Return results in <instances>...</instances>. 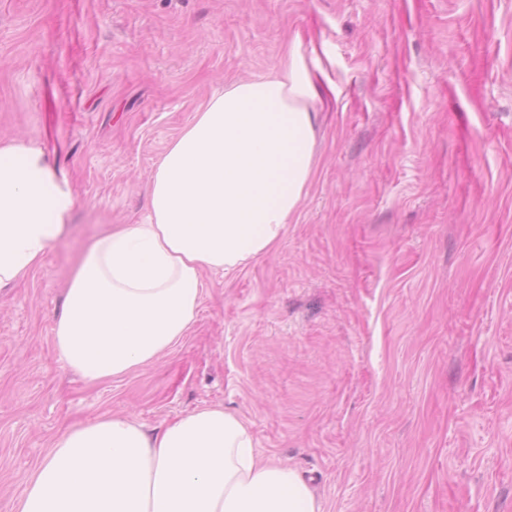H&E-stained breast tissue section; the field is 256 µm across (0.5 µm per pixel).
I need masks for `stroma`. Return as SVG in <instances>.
Here are the masks:
<instances>
[{
    "mask_svg": "<svg viewBox=\"0 0 512 512\" xmlns=\"http://www.w3.org/2000/svg\"><path fill=\"white\" fill-rule=\"evenodd\" d=\"M294 47L315 172L280 246L202 275L192 330L90 382L52 327L111 224L149 215L166 146ZM77 200L0 287V512L67 427L244 417L322 512H512V0H0V141Z\"/></svg>",
    "mask_w": 512,
    "mask_h": 512,
    "instance_id": "35a3bbf8",
    "label": "stroma"
}]
</instances>
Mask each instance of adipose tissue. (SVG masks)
Wrapping results in <instances>:
<instances>
[{
    "instance_id": "adipose-tissue-1",
    "label": "adipose tissue",
    "mask_w": 512,
    "mask_h": 512,
    "mask_svg": "<svg viewBox=\"0 0 512 512\" xmlns=\"http://www.w3.org/2000/svg\"><path fill=\"white\" fill-rule=\"evenodd\" d=\"M315 91L293 53L216 92L160 157L150 214L91 243L53 326L65 363L97 381L151 364L194 325L204 271L275 250L307 195ZM76 199L42 150L0 142V286L66 232ZM18 512H321L298 471L263 459L247 422L205 406L156 432L101 416L58 436Z\"/></svg>"
}]
</instances>
